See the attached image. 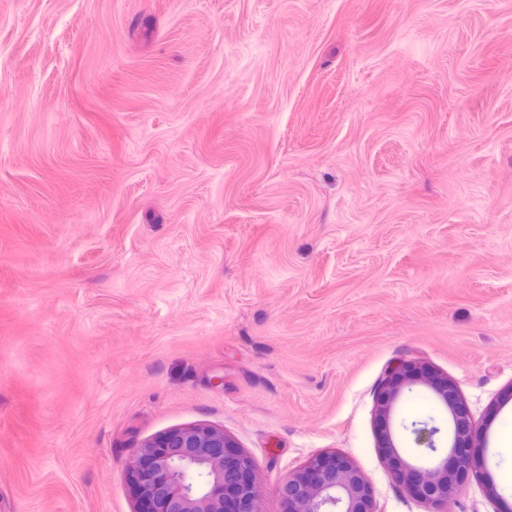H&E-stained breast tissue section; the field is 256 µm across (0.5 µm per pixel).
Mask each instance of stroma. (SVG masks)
<instances>
[{"label": "stroma", "instance_id": "35a3bbf8", "mask_svg": "<svg viewBox=\"0 0 512 512\" xmlns=\"http://www.w3.org/2000/svg\"><path fill=\"white\" fill-rule=\"evenodd\" d=\"M400 360L486 441L447 512H512V0H0V512H134L193 425L260 512L326 452L429 512Z\"/></svg>", "mask_w": 512, "mask_h": 512}]
</instances>
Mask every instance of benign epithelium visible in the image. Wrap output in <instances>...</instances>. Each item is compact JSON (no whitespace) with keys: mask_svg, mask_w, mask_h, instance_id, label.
<instances>
[{"mask_svg":"<svg viewBox=\"0 0 512 512\" xmlns=\"http://www.w3.org/2000/svg\"><path fill=\"white\" fill-rule=\"evenodd\" d=\"M429 388L449 413L446 445L438 426L412 430L424 447V464L406 460L394 441L391 416L404 390ZM379 435L397 478L426 501L430 512L462 489L461 476L473 474L480 454L470 412L453 384L427 366L401 361L387 374L378 394ZM252 461L224 430L206 426L176 428L146 440L135 452L129 483L135 512H258ZM288 512H376L365 476L344 456L325 454L289 474L279 488Z\"/></svg>","mask_w":512,"mask_h":512,"instance_id":"7a95c632","label":"benign epithelium"}]
</instances>
